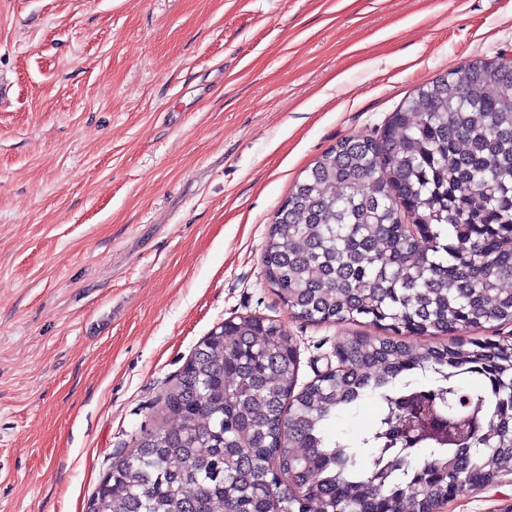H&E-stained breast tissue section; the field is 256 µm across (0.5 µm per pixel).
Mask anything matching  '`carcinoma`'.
I'll return each mask as SVG.
<instances>
[{"label":"carcinoma","instance_id":"carcinoma-1","mask_svg":"<svg viewBox=\"0 0 512 512\" xmlns=\"http://www.w3.org/2000/svg\"><path fill=\"white\" fill-rule=\"evenodd\" d=\"M263 265L292 317L384 335L342 340L341 368L298 390L280 324L214 327L162 393L177 424L136 433L87 512H424L512 473V348L410 341L512 324V58L470 60L336 142L275 213ZM374 395L366 430L329 438ZM425 402L486 426L410 442Z\"/></svg>","mask_w":512,"mask_h":512}]
</instances>
